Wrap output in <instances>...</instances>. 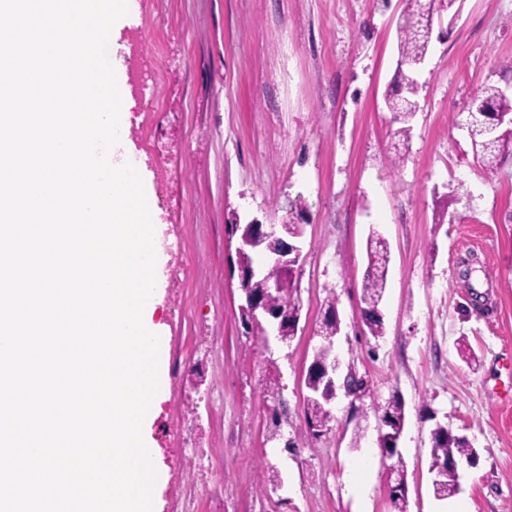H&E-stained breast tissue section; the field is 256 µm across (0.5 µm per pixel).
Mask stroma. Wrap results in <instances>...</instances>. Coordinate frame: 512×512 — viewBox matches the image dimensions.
I'll list each match as a JSON object with an SVG mask.
<instances>
[{
  "label": "stroma",
  "mask_w": 512,
  "mask_h": 512,
  "mask_svg": "<svg viewBox=\"0 0 512 512\" xmlns=\"http://www.w3.org/2000/svg\"><path fill=\"white\" fill-rule=\"evenodd\" d=\"M132 2L113 43L158 77L131 84L125 139L135 168L167 185L155 205L167 255L154 315L166 339L155 512L189 490L209 512L217 488L222 512H393L375 408L395 395L407 512H512V156L486 170L465 125L485 85L512 89V0H463L456 24L434 21L400 161L384 98L404 0ZM234 214L303 218L290 342H263L242 317ZM374 230L390 250L379 339L360 318ZM331 296L336 353L370 394L339 396L331 431L314 439L303 378ZM272 364L286 408L276 423L264 393ZM187 422L215 451L194 489L182 471ZM438 425L478 453L447 500L428 473ZM269 465L281 483L259 489Z\"/></svg>",
  "instance_id": "stroma-1"
}]
</instances>
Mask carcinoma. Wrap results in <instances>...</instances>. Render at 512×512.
Wrapping results in <instances>:
<instances>
[{"instance_id":"1","label":"carcinoma","mask_w":512,"mask_h":512,"mask_svg":"<svg viewBox=\"0 0 512 512\" xmlns=\"http://www.w3.org/2000/svg\"><path fill=\"white\" fill-rule=\"evenodd\" d=\"M399 25L398 73L400 77L399 90L386 100L389 111L396 113V119L406 122L417 110L418 85L414 80V69L424 60L430 41L431 25L434 13L448 11V20L459 17L460 8L456 3L462 0H404ZM470 124L468 132L474 154L482 165L492 168L507 155H512V132L505 129L490 133L492 123L499 113H512V97L502 93V90L492 84L482 89V94L468 108ZM368 267L365 275L361 308V320L371 336L379 338L384 335L383 317L377 308L382 300L388 273L389 250L386 240L378 234H373L367 243ZM273 308H286L290 312L299 311L298 301L294 299V289L286 288L279 295L267 298ZM305 420H314L321 428L332 429L334 417L324 412L321 404L309 399L305 401ZM431 464L453 457L467 464L478 460V454L468 440L462 436L453 435L440 430L432 436Z\"/></svg>"}]
</instances>
